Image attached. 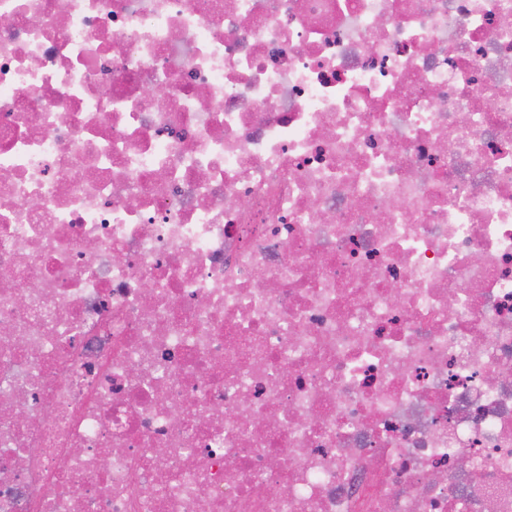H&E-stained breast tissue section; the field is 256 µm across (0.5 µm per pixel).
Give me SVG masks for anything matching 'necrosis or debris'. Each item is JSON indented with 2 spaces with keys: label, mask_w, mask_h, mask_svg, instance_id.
<instances>
[{
  "label": "necrosis or debris",
  "mask_w": 512,
  "mask_h": 512,
  "mask_svg": "<svg viewBox=\"0 0 512 512\" xmlns=\"http://www.w3.org/2000/svg\"><path fill=\"white\" fill-rule=\"evenodd\" d=\"M0 512H512V0H0Z\"/></svg>",
  "instance_id": "obj_1"
}]
</instances>
